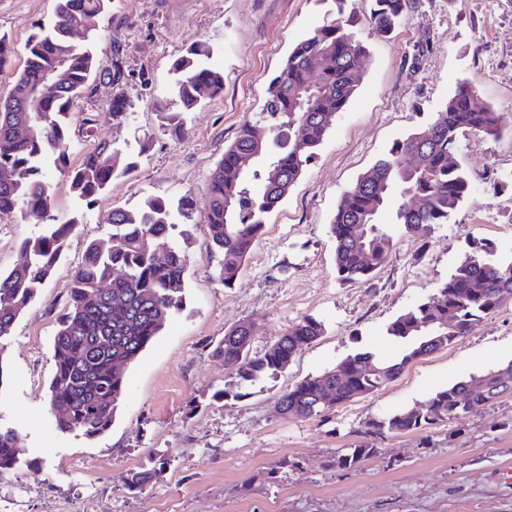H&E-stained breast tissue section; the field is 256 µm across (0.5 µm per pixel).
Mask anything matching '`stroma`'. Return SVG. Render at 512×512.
Returning a JSON list of instances; mask_svg holds the SVG:
<instances>
[{
  "mask_svg": "<svg viewBox=\"0 0 512 512\" xmlns=\"http://www.w3.org/2000/svg\"><path fill=\"white\" fill-rule=\"evenodd\" d=\"M354 8L368 46L361 79L336 115L314 159L227 288L204 223L210 176L241 125L256 120L271 77L293 47ZM56 0H0V36L12 47L0 67L7 96L29 36L47 24ZM368 0H112L95 18L99 70L121 56V86L98 80L74 103L69 164L94 141L85 114L104 111L116 90L137 104L131 121L106 126L134 164L93 207L80 204L54 175V208L76 220L61 260L0 348V426L24 439L26 461L0 478V512H512V396L475 407L463 419L406 434L370 438L376 454L357 470L332 462L363 440L369 422L425 401L435 391L512 361V300L448 348L412 362L393 383L311 419L274 409L294 383L348 354L392 359L402 344L388 325L434 296L474 242L512 260V0H408L386 37L372 33ZM224 72V92L203 95L186 113V131L160 128L154 106L173 99V66L197 44ZM464 81L501 116L500 136L461 137L456 155L472 172L469 195L428 237L394 226V249L368 282L340 283L329 227L341 197L394 142L433 121ZM151 147L140 152L138 143ZM151 195L192 203L191 274L181 310L128 372L111 427L101 436L57 431L45 393L52 344L68 290L88 243L106 234L113 208L139 207ZM306 316L325 334L288 368L221 398L235 378L211 355L225 329L252 323L251 349L264 351ZM157 468L143 491L127 473Z\"/></svg>",
  "mask_w": 512,
  "mask_h": 512,
  "instance_id": "1",
  "label": "stroma"
}]
</instances>
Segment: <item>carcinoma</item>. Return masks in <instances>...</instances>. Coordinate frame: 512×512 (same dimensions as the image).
I'll use <instances>...</instances> for the list:
<instances>
[{
	"mask_svg": "<svg viewBox=\"0 0 512 512\" xmlns=\"http://www.w3.org/2000/svg\"><path fill=\"white\" fill-rule=\"evenodd\" d=\"M370 24L384 36L397 25L406 0H373ZM111 0H57L53 19L39 27L27 45V56L9 95L0 99V218L35 217L42 228L23 238L19 259L0 272V342L13 334L20 315L37 298L40 288L60 260L73 219L54 214L51 176L68 178L70 191L93 205L112 179L126 172L123 150L98 136L100 122L127 124L137 105L121 95L122 107L108 104L106 112L83 118L94 147L81 164L70 169L69 117L74 101L95 75L91 48L72 41L73 31L91 17H104ZM367 47L339 22L325 24L289 53L270 79L266 99L255 122L243 124L210 178V202L204 223L221 255L219 278L233 286L256 242L264 235L266 214L277 208L321 145L333 118L353 97ZM210 48L195 45L175 64L172 94L180 110L163 104L154 108L161 127L183 130V114L193 109L202 92L224 91V72L206 64ZM500 132L499 116L464 81L425 128L395 142L340 200L330 234L334 265L341 282L369 280L388 260L393 236L378 214L398 199L394 223L409 232L428 235L436 224L461 205L471 189V176L455 158L460 137ZM255 156L244 169L241 158ZM184 219L174 221L173 212ZM192 205L177 209L161 196H151L132 210L114 208L107 216L109 231L91 241L74 272L69 306L53 340L55 371L47 388L49 405L66 411L54 415L56 429L94 438L112 425L123 395L128 366L163 331L168 316L183 304L190 259L186 251ZM369 224L365 241L357 225ZM512 300V262L495 258L494 248L477 244L457 265L437 296L421 302L392 321L387 334L409 342L395 360L371 351L347 355L336 367L309 376L276 399L280 414L309 419L328 407L318 397L331 386L332 406L361 394L374 393L394 382L413 361L438 352L469 335L485 317ZM455 317L448 328L444 317ZM324 324L306 317L294 323L262 353L251 350L252 324L240 321L224 330L211 355L224 362L236 386L282 372L306 345L324 335ZM512 371V363L485 372L491 388L469 392V381L445 387L418 406L368 423L365 435L404 434L460 420L467 411L459 397L468 393L479 405L512 395V381L498 385L497 374ZM375 453L359 444L336 456L341 470L359 468ZM22 436L0 427V477L24 460ZM156 470L130 472L126 489L137 492L155 477Z\"/></svg>",
	"mask_w": 512,
	"mask_h": 512,
	"instance_id": "carcinoma-1",
	"label": "carcinoma"
}]
</instances>
